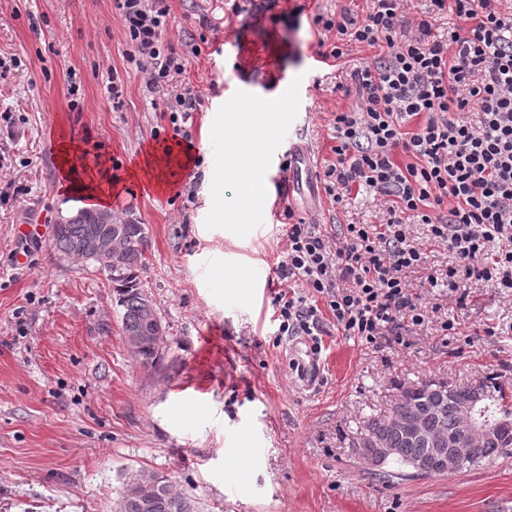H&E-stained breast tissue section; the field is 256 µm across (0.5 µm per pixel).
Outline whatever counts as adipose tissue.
<instances>
[{
  "label": "adipose tissue",
  "instance_id": "1",
  "mask_svg": "<svg viewBox=\"0 0 512 512\" xmlns=\"http://www.w3.org/2000/svg\"><path fill=\"white\" fill-rule=\"evenodd\" d=\"M238 127L234 137L224 141L225 163L219 170L211 172L214 185H221L224 179L235 180L239 187L238 198L233 208L226 212L224 221L227 225L242 224L246 212L264 200L263 159L254 146L260 136L269 130L267 120H251L249 115L237 117ZM77 149L71 144H62L59 149V166L63 175L65 192L69 195L85 198L95 206L111 205L112 197L102 191L95 172H87L84 178L72 176Z\"/></svg>",
  "mask_w": 512,
  "mask_h": 512
}]
</instances>
